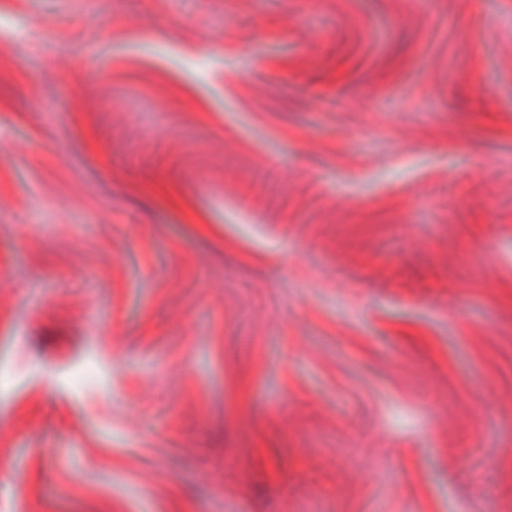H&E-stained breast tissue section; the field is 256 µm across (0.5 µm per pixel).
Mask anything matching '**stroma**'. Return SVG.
I'll list each match as a JSON object with an SVG mask.
<instances>
[{
    "mask_svg": "<svg viewBox=\"0 0 512 512\" xmlns=\"http://www.w3.org/2000/svg\"><path fill=\"white\" fill-rule=\"evenodd\" d=\"M0 512H512V0H0Z\"/></svg>",
    "mask_w": 512,
    "mask_h": 512,
    "instance_id": "35a3bbf8",
    "label": "stroma"
}]
</instances>
